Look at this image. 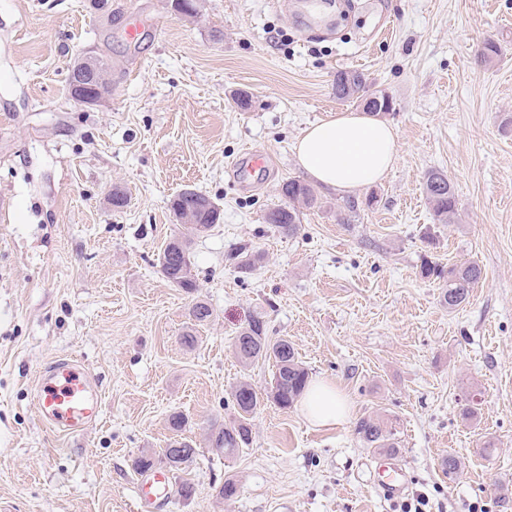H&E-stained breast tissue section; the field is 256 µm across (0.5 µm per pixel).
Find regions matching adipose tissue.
I'll return each mask as SVG.
<instances>
[{
  "label": "adipose tissue",
  "mask_w": 512,
  "mask_h": 512,
  "mask_svg": "<svg viewBox=\"0 0 512 512\" xmlns=\"http://www.w3.org/2000/svg\"><path fill=\"white\" fill-rule=\"evenodd\" d=\"M296 160L316 183L344 194L384 179L398 159L394 128L363 112H346L309 125L297 139ZM312 424L333 427L348 417L345 398L335 387L314 381L301 399Z\"/></svg>",
  "instance_id": "obj_1"
}]
</instances>
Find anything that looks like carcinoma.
Here are the masks:
<instances>
[{"instance_id":"cac0c4a2","label":"carcinoma","mask_w":512,"mask_h":512,"mask_svg":"<svg viewBox=\"0 0 512 512\" xmlns=\"http://www.w3.org/2000/svg\"><path fill=\"white\" fill-rule=\"evenodd\" d=\"M346 73L336 75V96L343 100L352 99L362 105L363 110L376 114L391 107L392 100L384 93L372 91L364 77L352 73L355 81L346 86L342 83ZM423 190L433 212L434 220L439 224H454L459 213L452 179L442 171L431 170L425 175ZM282 193L288 198V204L269 213L268 223L274 225L283 235L291 237L298 233L300 210L297 205L312 207L317 204L314 190L299 180L292 179L282 186ZM173 215L192 212L201 224L209 223V218L220 217L218 208L204 194L187 190L177 194L170 205ZM190 252L188 240L180 235L173 236L160 253L161 274L172 285L191 293L197 285L191 271L186 269ZM421 272L424 277L448 279L447 288L441 296V302L452 311L466 303L481 280L482 271L474 262L452 264L444 270L428 258H423ZM234 350L241 361L248 365L253 362L271 361L275 371L270 391L261 393L248 381L240 382L232 397L238 414L237 420L229 427H222L212 433V443L226 454H233L250 444L251 419L264 404L272 401L283 409L291 407L304 391L308 382V371L299 361L293 344L284 339H272L267 336V324L264 316L252 317L234 343ZM355 432L371 448L387 454L397 451L394 428L388 426L380 417L360 418ZM196 454L192 442L184 438H173L163 449V457L170 463V470L181 471L193 461Z\"/></svg>"}]
</instances>
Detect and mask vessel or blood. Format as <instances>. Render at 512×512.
Segmentation results:
<instances>
[{
	"instance_id": "b4317fda",
	"label": "vessel or blood",
	"mask_w": 512,
	"mask_h": 512,
	"mask_svg": "<svg viewBox=\"0 0 512 512\" xmlns=\"http://www.w3.org/2000/svg\"><path fill=\"white\" fill-rule=\"evenodd\" d=\"M36 406L44 424L58 433L76 436L101 419L103 397L92 375L78 362L62 357L40 372ZM407 485V470L398 461L389 459L377 468L375 486L385 500L401 497ZM141 490L137 505L140 512H146L156 501L168 500L169 480L164 473H153Z\"/></svg>"
}]
</instances>
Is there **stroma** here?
I'll return each mask as SVG.
<instances>
[{"label":"stroma","instance_id":"1","mask_svg":"<svg viewBox=\"0 0 512 512\" xmlns=\"http://www.w3.org/2000/svg\"><path fill=\"white\" fill-rule=\"evenodd\" d=\"M331 36L308 35L297 0H0V512H132L171 414L197 454L178 474L191 499L161 512H512V0H350ZM136 19L145 38L122 34ZM498 41L500 57L477 52ZM107 64L108 94L71 99L70 68ZM358 71L393 110L398 160L345 197L319 186L297 235L265 220L303 179L294 144L308 124L359 106L337 99V72ZM267 169L242 188L231 170L245 151ZM451 177L461 221L439 224L423 177ZM127 204L113 209V187ZM208 196L218 224L191 237L193 293L161 274L158 254L181 233L170 202ZM256 255L251 274L226 256ZM474 262L482 279L448 311L444 280L423 259ZM209 305L195 325L190 309ZM263 314L293 343L310 380L350 403L337 426L311 425L299 406L266 403L248 446L227 455L213 431L233 424L232 390L259 391L274 368L243 366L238 331ZM197 342L185 347L183 334ZM79 361L103 394L100 421L75 437L41 422L39 372ZM478 393L475 419L461 407ZM381 415L397 430L410 483L397 504L373 491L377 450L355 434ZM460 458L457 475L441 461ZM239 484L230 500L225 479Z\"/></svg>","mask_w":512,"mask_h":512}]
</instances>
